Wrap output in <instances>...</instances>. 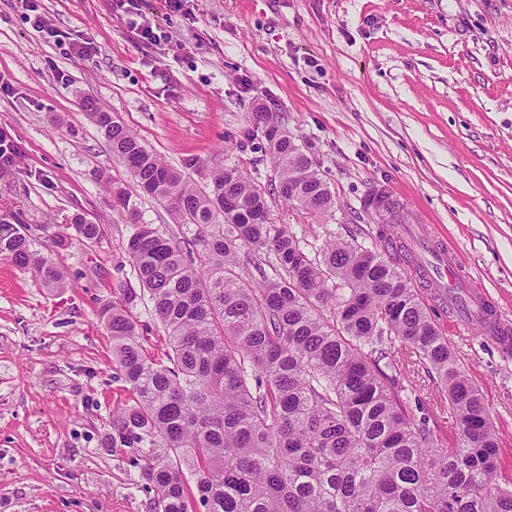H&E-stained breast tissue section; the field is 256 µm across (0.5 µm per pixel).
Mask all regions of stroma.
Segmentation results:
<instances>
[{
    "instance_id": "1",
    "label": "stroma",
    "mask_w": 512,
    "mask_h": 512,
    "mask_svg": "<svg viewBox=\"0 0 512 512\" xmlns=\"http://www.w3.org/2000/svg\"><path fill=\"white\" fill-rule=\"evenodd\" d=\"M55 28L91 41L60 54L0 0V128L15 164L0 168V236L64 268L67 287L0 256V512H154L156 494L112 416L134 397L112 361L100 309L139 282L130 227L112 207L132 177L82 108L97 105L172 167L203 183L239 166L309 254L334 238L383 250L362 209L386 190L402 214L446 241L483 301L512 320V0H41ZM151 19L147 46L129 16ZM266 109L313 157L336 195L314 218L273 191L254 113ZM100 225L81 238L75 220ZM498 435V482L512 487V348L458 325L426 300ZM149 353L165 333L148 299L130 306ZM389 373L415 422L439 444L455 425L435 375L405 358Z\"/></svg>"
}]
</instances>
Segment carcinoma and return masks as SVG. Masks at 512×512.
<instances>
[{
    "label": "carcinoma",
    "instance_id": "1",
    "mask_svg": "<svg viewBox=\"0 0 512 512\" xmlns=\"http://www.w3.org/2000/svg\"><path fill=\"white\" fill-rule=\"evenodd\" d=\"M82 107L133 177L115 206L167 338L166 360L146 354L132 294L100 310L135 397L113 419L109 447L143 462L156 512H512V488L495 482L497 434L481 389L392 261L336 239L311 256L269 222L265 194L240 168L217 169L200 187L112 113ZM257 121L278 197L314 217L332 212L336 197L312 156L265 115ZM141 195L188 235L140 223ZM364 209L382 217L388 238L391 203L370 196ZM0 256L65 286L19 232L0 236ZM391 337L437 375L458 427L453 447L408 414L381 366L393 364Z\"/></svg>",
    "mask_w": 512,
    "mask_h": 512
}]
</instances>
